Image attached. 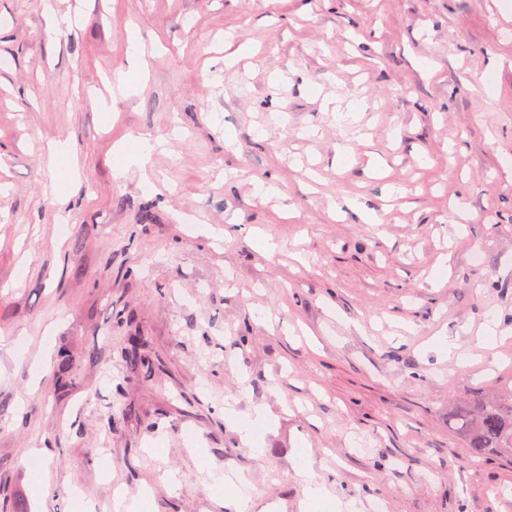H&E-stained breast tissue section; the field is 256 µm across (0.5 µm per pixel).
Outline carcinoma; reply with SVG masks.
I'll use <instances>...</instances> for the list:
<instances>
[{
    "label": "carcinoma",
    "instance_id": "cac0c4a2",
    "mask_svg": "<svg viewBox=\"0 0 512 512\" xmlns=\"http://www.w3.org/2000/svg\"><path fill=\"white\" fill-rule=\"evenodd\" d=\"M70 365L58 360L54 377L58 389L71 385ZM448 425L470 449V463L490 457H512V389L474 396L448 413Z\"/></svg>",
    "mask_w": 512,
    "mask_h": 512
}]
</instances>
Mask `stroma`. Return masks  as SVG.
<instances>
[{
	"label": "stroma",
	"instance_id": "stroma-1",
	"mask_svg": "<svg viewBox=\"0 0 512 512\" xmlns=\"http://www.w3.org/2000/svg\"><path fill=\"white\" fill-rule=\"evenodd\" d=\"M1 57L0 493L236 512L240 472L261 512H327L303 457L356 512H512V460L448 428L512 387V0H0ZM295 471L302 484L304 499L309 505L322 503L328 498L324 486L316 480L307 461L296 465ZM215 480L218 490L224 491L226 489L229 492L238 511L248 512L253 508L254 503L248 492L250 482L246 477L234 474V478L218 476Z\"/></svg>",
	"mask_w": 512,
	"mask_h": 512
}]
</instances>
